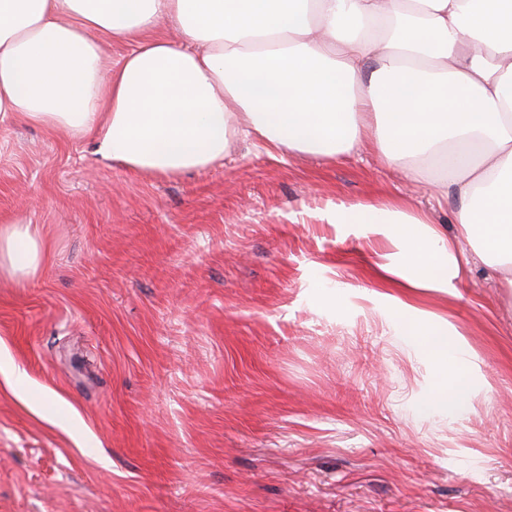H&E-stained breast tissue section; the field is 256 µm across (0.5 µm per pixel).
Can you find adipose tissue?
<instances>
[{"label":"adipose tissue","instance_id":"obj_1","mask_svg":"<svg viewBox=\"0 0 512 512\" xmlns=\"http://www.w3.org/2000/svg\"><path fill=\"white\" fill-rule=\"evenodd\" d=\"M180 42L155 37L160 24ZM130 46L108 67L104 44ZM93 136L130 170L175 176L223 160L237 131L273 150L333 160L369 143L405 178L434 166L459 235L512 288V0H0V120ZM412 254L392 289L414 345L450 382L426 412L463 407L461 341L413 301L466 277L468 260L427 214L400 201L338 209ZM47 248L29 222L0 223V274L40 275Z\"/></svg>","mask_w":512,"mask_h":512}]
</instances>
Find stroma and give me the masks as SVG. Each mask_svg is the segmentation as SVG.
<instances>
[{
	"instance_id": "1",
	"label": "stroma",
	"mask_w": 512,
	"mask_h": 512,
	"mask_svg": "<svg viewBox=\"0 0 512 512\" xmlns=\"http://www.w3.org/2000/svg\"><path fill=\"white\" fill-rule=\"evenodd\" d=\"M435 176L240 134L162 177L0 120V217L49 246L41 276L0 278V512H512L500 273L475 258L419 296L476 378L462 410L425 413L441 370L371 277L411 257L332 218L401 199L456 236Z\"/></svg>"
}]
</instances>
